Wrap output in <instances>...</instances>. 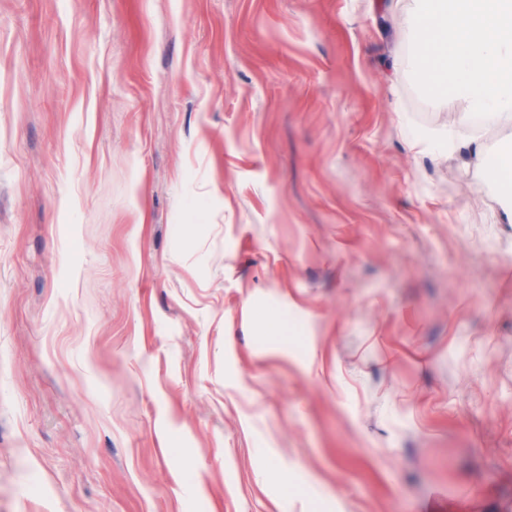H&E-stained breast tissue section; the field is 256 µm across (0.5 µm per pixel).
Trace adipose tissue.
<instances>
[{"mask_svg": "<svg viewBox=\"0 0 512 512\" xmlns=\"http://www.w3.org/2000/svg\"><path fill=\"white\" fill-rule=\"evenodd\" d=\"M398 27L418 32L415 61L432 99L448 112L443 153L482 167L512 221V146L489 150L457 120L462 111L512 120V0H410Z\"/></svg>", "mask_w": 512, "mask_h": 512, "instance_id": "ef3b65f1", "label": "adipose tissue"}]
</instances>
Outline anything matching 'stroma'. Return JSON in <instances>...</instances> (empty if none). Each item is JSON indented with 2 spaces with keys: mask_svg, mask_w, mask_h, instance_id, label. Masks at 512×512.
I'll return each mask as SVG.
<instances>
[{
  "mask_svg": "<svg viewBox=\"0 0 512 512\" xmlns=\"http://www.w3.org/2000/svg\"><path fill=\"white\" fill-rule=\"evenodd\" d=\"M408 7L0 0V512H512V223Z\"/></svg>",
  "mask_w": 512,
  "mask_h": 512,
  "instance_id": "stroma-1",
  "label": "stroma"
}]
</instances>
